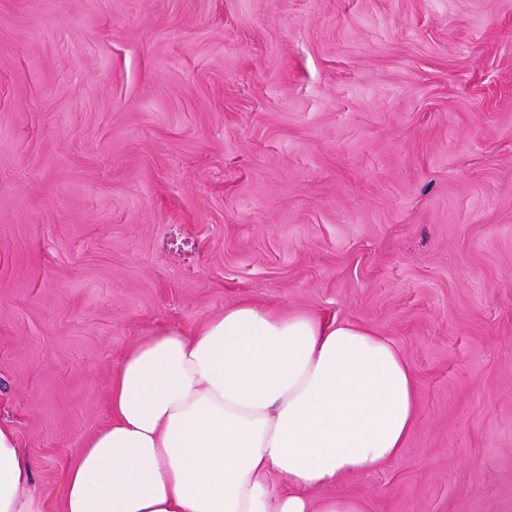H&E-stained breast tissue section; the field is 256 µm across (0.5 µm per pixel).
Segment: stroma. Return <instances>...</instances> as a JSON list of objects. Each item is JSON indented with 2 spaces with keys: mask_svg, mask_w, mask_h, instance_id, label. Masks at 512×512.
I'll return each instance as SVG.
<instances>
[{
  "mask_svg": "<svg viewBox=\"0 0 512 512\" xmlns=\"http://www.w3.org/2000/svg\"><path fill=\"white\" fill-rule=\"evenodd\" d=\"M242 300L411 365L370 512H512V0H0V421L45 512L162 327Z\"/></svg>",
  "mask_w": 512,
  "mask_h": 512,
  "instance_id": "35a3bbf8",
  "label": "stroma"
}]
</instances>
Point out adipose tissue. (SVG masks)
<instances>
[{"label":"adipose tissue","instance_id":"ef3b65f1","mask_svg":"<svg viewBox=\"0 0 512 512\" xmlns=\"http://www.w3.org/2000/svg\"><path fill=\"white\" fill-rule=\"evenodd\" d=\"M109 405L64 512H368L330 487L400 455L417 422L414 372L388 337L250 300L138 342ZM0 512H44L2 423Z\"/></svg>","mask_w":512,"mask_h":512}]
</instances>
